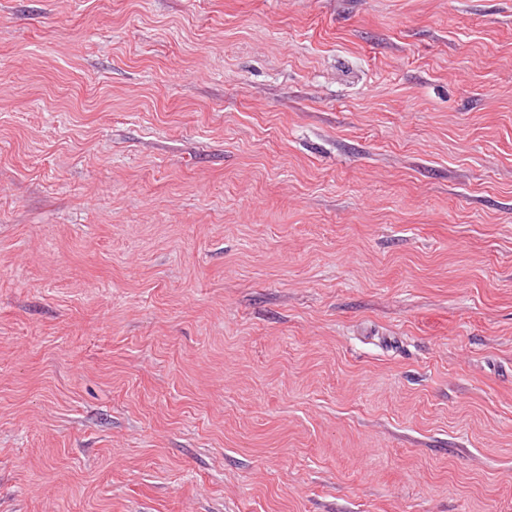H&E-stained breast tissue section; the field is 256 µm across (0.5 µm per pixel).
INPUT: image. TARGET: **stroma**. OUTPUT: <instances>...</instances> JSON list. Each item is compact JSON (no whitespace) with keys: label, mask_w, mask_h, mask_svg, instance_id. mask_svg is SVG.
<instances>
[{"label":"stroma","mask_w":512,"mask_h":512,"mask_svg":"<svg viewBox=\"0 0 512 512\" xmlns=\"http://www.w3.org/2000/svg\"><path fill=\"white\" fill-rule=\"evenodd\" d=\"M0 512H512V0H0Z\"/></svg>","instance_id":"obj_1"}]
</instances>
